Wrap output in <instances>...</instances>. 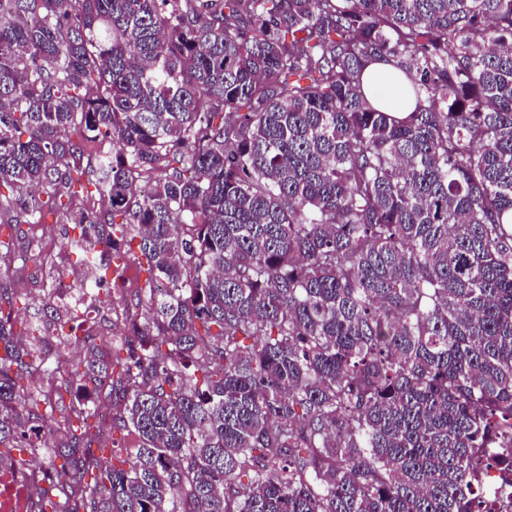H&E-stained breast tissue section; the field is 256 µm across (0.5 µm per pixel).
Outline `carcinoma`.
<instances>
[{
    "instance_id": "cac0c4a2",
    "label": "carcinoma",
    "mask_w": 512,
    "mask_h": 512,
    "mask_svg": "<svg viewBox=\"0 0 512 512\" xmlns=\"http://www.w3.org/2000/svg\"><path fill=\"white\" fill-rule=\"evenodd\" d=\"M2 213L88 226L84 288L147 272L77 367L139 438L104 469L0 307V447L65 435L38 512H472L512 471V0H0ZM362 81L367 97L382 106H391L399 100L400 104L403 87L408 83L400 71L386 62H376L368 66ZM117 265H120L118 268ZM118 269L117 273L122 274L124 280L123 298L112 293V305L108 306V314L112 318V328L117 327L121 330L127 329L129 319L135 313L134 298L136 292L143 288L146 281V273L138 262L133 260H121L116 257L112 260V267L103 270L102 274L109 279Z\"/></svg>"
}]
</instances>
